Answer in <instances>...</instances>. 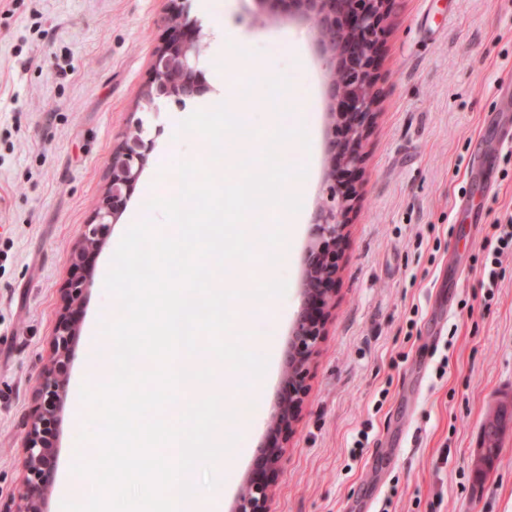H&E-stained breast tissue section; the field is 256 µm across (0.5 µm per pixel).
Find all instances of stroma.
Listing matches in <instances>:
<instances>
[{"label": "stroma", "mask_w": 512, "mask_h": 512, "mask_svg": "<svg viewBox=\"0 0 512 512\" xmlns=\"http://www.w3.org/2000/svg\"><path fill=\"white\" fill-rule=\"evenodd\" d=\"M203 34L201 62L224 85L223 99L154 112L135 104L149 77L170 0H0V499L23 480V422L49 359V343L70 277L67 258L112 176V152L135 121L153 142L117 224L99 249L84 292V319L67 366L68 386L53 426L57 484L94 491L74 474L95 442L78 444L91 414L82 384L111 376L113 346L100 323L119 314L104 288L113 254L134 217L178 194L182 160L237 159L222 148L234 112L260 123L269 89L239 97L242 68L273 69L295 93L279 122L305 116L308 146L284 163L306 170L304 215L291 225L288 262L256 258L216 276L244 291L232 303L235 333L268 365L258 379L217 364L205 393L221 395L239 440L218 487L203 492L213 512H234L254 477V450L266 437L284 357L300 305L313 212L326 197L325 69L311 31L255 0H189ZM226 26L241 49L216 39ZM378 97L361 169L343 180L355 193L337 254L336 295L326 334L309 366L308 392L274 482L273 512H512V426L485 474L473 452L486 416L512 401V256L487 289L483 264L495 220L512 216V0H394L375 62ZM283 279L284 296L251 291ZM363 452L354 446L361 430Z\"/></svg>", "instance_id": "obj_1"}]
</instances>
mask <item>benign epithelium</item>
<instances>
[{
  "label": "benign epithelium",
  "mask_w": 512,
  "mask_h": 512,
  "mask_svg": "<svg viewBox=\"0 0 512 512\" xmlns=\"http://www.w3.org/2000/svg\"><path fill=\"white\" fill-rule=\"evenodd\" d=\"M164 19L165 36L155 51L152 76L142 98L150 109L164 97L177 104L200 95L204 72L199 65L203 51L201 27L189 17L187 0H172ZM261 5H284L289 19L306 25L313 33L320 56L329 72L327 98L331 118L326 155L327 199L316 209L312 239L305 259L302 304L291 330L283 386L269 425L271 439L257 448V460L265 477L252 479L240 494L237 512H271L272 476L287 453V433L297 419L307 393L308 367L324 336L318 312L330 303L338 272L336 248L344 238L352 194L341 190L339 176L359 169L364 162L363 144L374 118V61L385 33L392 0H257ZM151 142L143 138L141 121L134 133L112 154V178L100 198L90 224L67 259L70 267L84 270L99 250L109 225L117 222L148 159ZM85 278L76 275L63 288V305L52 337V357L44 366L39 399L25 423L22 441L24 478L19 495L0 503V512H46L55 482L50 438L51 426L65 386L70 343L81 324ZM497 448L484 437L474 463L490 467Z\"/></svg>",
  "instance_id": "benign-epithelium-1"
}]
</instances>
